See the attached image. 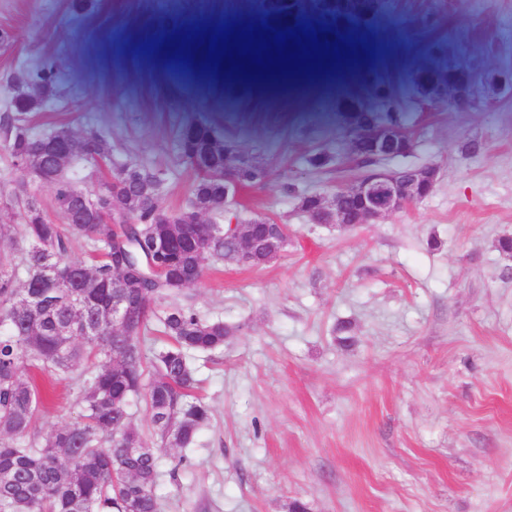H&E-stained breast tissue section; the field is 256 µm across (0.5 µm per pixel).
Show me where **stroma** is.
Instances as JSON below:
<instances>
[{"label": "stroma", "mask_w": 512, "mask_h": 512, "mask_svg": "<svg viewBox=\"0 0 512 512\" xmlns=\"http://www.w3.org/2000/svg\"><path fill=\"white\" fill-rule=\"evenodd\" d=\"M71 3L0 0V113L18 66L54 62L63 81L33 113L34 132L100 131L111 145L104 164L66 166L72 185L91 193L142 165L171 212L186 207L193 178L176 160V128L206 118L269 172L210 222L288 227L275 262L208 257L186 290L233 334L192 356L211 421L163 457L160 512H288L296 500L308 512H512V255L498 249L512 237V91L480 80L467 109L412 106L413 152L378 167L436 166L434 191L341 230L301 209L302 196L334 198L363 174L337 134V90L285 98L278 76L204 74L189 61L190 18L257 27L263 0ZM427 10L443 20L449 64L512 71V0H389L351 43L350 75L403 84L425 58L426 41L406 34ZM171 46L186 59L175 70ZM316 152L331 158L319 171L307 163ZM25 189L56 218L54 187L0 140V224L22 223L11 200ZM77 392L75 375L55 381L41 430L73 421Z\"/></svg>", "instance_id": "1"}]
</instances>
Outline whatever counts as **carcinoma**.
I'll return each mask as SVG.
<instances>
[{"label": "carcinoma", "mask_w": 512, "mask_h": 512, "mask_svg": "<svg viewBox=\"0 0 512 512\" xmlns=\"http://www.w3.org/2000/svg\"><path fill=\"white\" fill-rule=\"evenodd\" d=\"M264 8L267 25L277 30L315 19V31H326L322 41L328 42L371 27L378 0H266ZM439 26L437 13H420L412 36L428 37ZM447 50L446 41H430L417 75L421 94L458 109L464 106L457 96L464 77L447 67L448 80H431ZM14 82L28 91L16 94L12 111L0 114V136L17 165L29 162L37 180L49 178L56 196L68 198L71 182L46 142L76 140L81 147L74 155L97 162L105 157L108 140L97 132L81 138L67 129L50 136L32 131L30 115L59 82L52 62L19 70ZM408 107L391 85L374 82L369 100H338L340 133L362 122L405 125ZM176 149L195 179L188 207L172 215L179 235L170 257L161 260L167 272L158 279L151 272L156 262L151 243L154 224L167 210L155 198L159 178L143 166L121 169L104 195L74 199L72 209L59 211L57 222L25 192L14 201L25 223L0 224V242L9 246L0 250V512H159L155 488L162 453L190 447L210 423L209 405L194 392L191 353L224 347L232 329L180 303L182 281L185 273L203 267L205 256L222 259L237 247L229 236L208 235L199 223L206 213L224 212L227 195L219 173L225 161L242 155L236 166L241 184L261 182L268 172L238 141L224 138L203 119L189 118L179 127ZM76 240L102 260L87 264L71 257ZM275 260L267 228L260 224L252 265ZM114 262L122 264L135 300L142 302L126 326L112 324ZM160 301L166 306L159 314ZM154 319L167 338L156 350L149 336ZM91 358L98 369L76 397L77 420L38 433L47 393L35 375L53 381ZM140 398L150 415L149 437L130 422L129 409Z\"/></svg>", "instance_id": "carcinoma-1"}]
</instances>
